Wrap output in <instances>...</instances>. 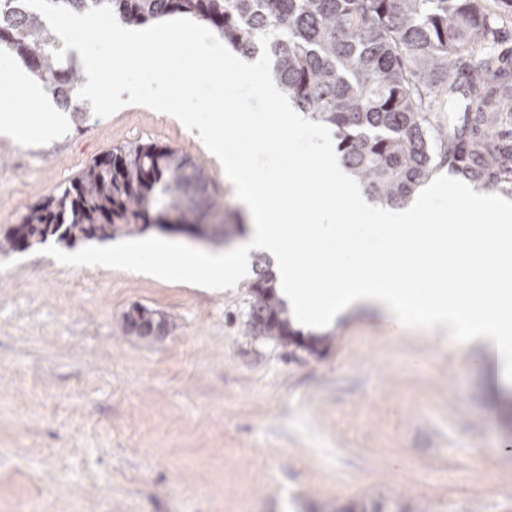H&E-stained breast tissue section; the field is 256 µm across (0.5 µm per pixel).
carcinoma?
<instances>
[{
  "mask_svg": "<svg viewBox=\"0 0 512 512\" xmlns=\"http://www.w3.org/2000/svg\"><path fill=\"white\" fill-rule=\"evenodd\" d=\"M73 12L108 4L121 23L174 14L206 22L245 54L269 43L272 74L288 99L333 128L341 163L373 200L404 203L435 170L488 189L512 186V62L492 48L512 0H51ZM26 64L72 111L82 66L58 61L57 35L24 0H0V49ZM476 70L462 89L459 77ZM469 99L465 111L457 108ZM210 193L205 172L182 151L141 143L103 152L71 184L47 196L0 247L25 250L49 239L67 247L178 224L211 239L241 231ZM246 325L277 343L293 336L275 277L256 270Z\"/></svg>",
  "mask_w": 512,
  "mask_h": 512,
  "instance_id": "obj_1",
  "label": "carcinoma"
}]
</instances>
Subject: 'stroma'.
<instances>
[{"label": "stroma", "instance_id": "stroma-1", "mask_svg": "<svg viewBox=\"0 0 512 512\" xmlns=\"http://www.w3.org/2000/svg\"><path fill=\"white\" fill-rule=\"evenodd\" d=\"M63 133L0 132V226L106 150L180 149L242 214L222 169L163 113L89 101ZM221 292L0 249V512H512V382L484 345L365 309L282 346ZM139 304L169 323L126 335Z\"/></svg>", "mask_w": 512, "mask_h": 512}]
</instances>
